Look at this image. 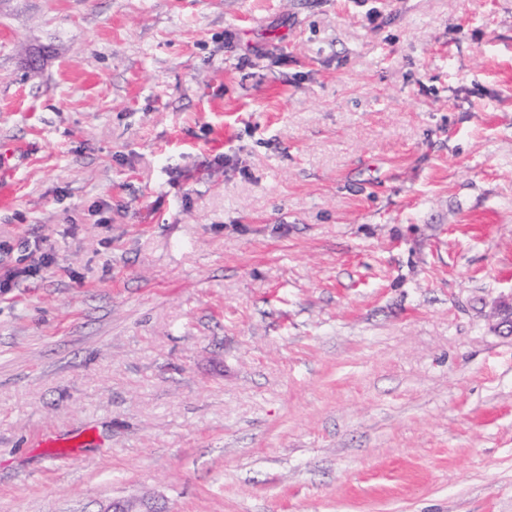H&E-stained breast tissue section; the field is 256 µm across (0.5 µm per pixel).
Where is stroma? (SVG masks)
Listing matches in <instances>:
<instances>
[{
  "mask_svg": "<svg viewBox=\"0 0 512 512\" xmlns=\"http://www.w3.org/2000/svg\"><path fill=\"white\" fill-rule=\"evenodd\" d=\"M0 175V512H512V0H0ZM52 254L46 249L40 251V255L35 264H27L24 266H14L11 269L6 270L3 275H0V289L8 291L10 288H15L21 282L25 281L29 277L35 274L40 266L48 267L52 263ZM95 512H166L158 497H112L106 500L93 501Z\"/></svg>",
  "mask_w": 512,
  "mask_h": 512,
  "instance_id": "stroma-1",
  "label": "stroma"
}]
</instances>
